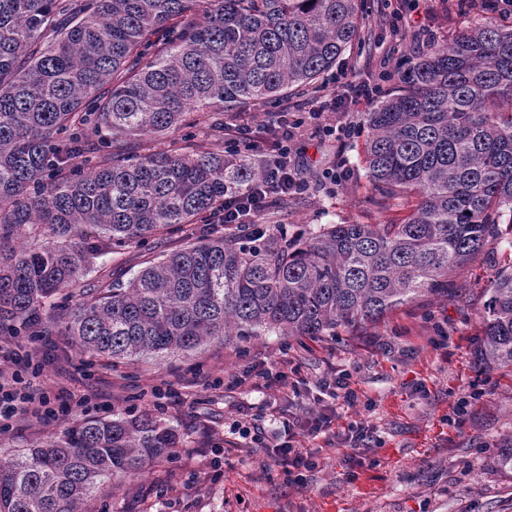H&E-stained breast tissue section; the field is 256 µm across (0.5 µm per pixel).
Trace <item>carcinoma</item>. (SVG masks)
I'll return each instance as SVG.
<instances>
[{"mask_svg":"<svg viewBox=\"0 0 512 512\" xmlns=\"http://www.w3.org/2000/svg\"><path fill=\"white\" fill-rule=\"evenodd\" d=\"M366 0H0V333L158 363L214 341L335 336L416 299L512 224V27L487 18L405 61L365 113V177L399 223L229 224L129 280L96 259L224 211L277 161L144 137L267 104L330 71ZM479 364H512V263L487 288ZM178 447L144 412L84 420L0 461V512H87Z\"/></svg>","mask_w":512,"mask_h":512,"instance_id":"cac0c4a2","label":"carcinoma"}]
</instances>
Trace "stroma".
I'll return each instance as SVG.
<instances>
[{
	"instance_id": "1",
	"label": "stroma",
	"mask_w": 512,
	"mask_h": 512,
	"mask_svg": "<svg viewBox=\"0 0 512 512\" xmlns=\"http://www.w3.org/2000/svg\"><path fill=\"white\" fill-rule=\"evenodd\" d=\"M479 0H367L369 46L346 52L337 71L391 90L399 83L401 62L423 46L448 45L455 35L482 18ZM340 101L321 121L339 128L360 127L372 103L324 76L312 85L289 89L291 111L311 109L322 95ZM277 107L257 105L225 113L224 122L246 130L270 149L269 123ZM294 162L308 186L301 195L272 205L266 224L304 231L313 224H385L403 218L396 208L376 207L363 177V137L313 135L299 131ZM343 166L336 189L323 172ZM181 233H166L100 258L89 282L125 281L160 253L187 245ZM501 266L495 246L450 277L447 296L423 298L341 337L284 341L260 336L245 344L211 343L199 353L175 356L158 365L138 360L113 365L81 354L65 336L20 337L21 345L46 354L34 387L50 398L82 402L84 418L112 419L147 412L173 428L179 444L173 460L135 478L109 483L88 503L89 512H512V472L495 466L500 441L512 434V367L485 369L474 352L479 345L485 290ZM288 354L310 388L328 364L347 370L358 399L337 403L338 428L365 421L382 440L358 470L346 477L345 447L323 448L304 485L289 484L288 474L262 449L246 445L234 423L247 407L263 410L271 432L280 422L273 405L281 392L249 384L235 392L225 380L260 363ZM166 393L157 407L152 388ZM472 400L461 424H454L460 394ZM72 418L20 421L0 432V458L59 436Z\"/></svg>"
}]
</instances>
